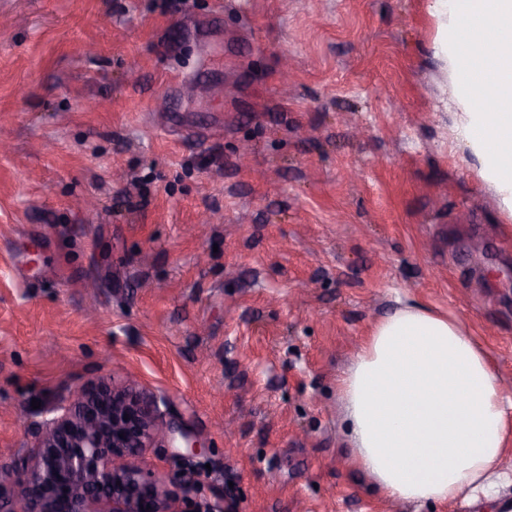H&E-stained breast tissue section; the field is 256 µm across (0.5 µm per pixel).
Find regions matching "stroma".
I'll list each match as a JSON object with an SVG mask.
<instances>
[{"label": "stroma", "instance_id": "stroma-1", "mask_svg": "<svg viewBox=\"0 0 512 512\" xmlns=\"http://www.w3.org/2000/svg\"><path fill=\"white\" fill-rule=\"evenodd\" d=\"M431 4L0 0L11 499L47 408L104 380L163 400L140 466L173 497L192 472L234 512H492L384 500L341 448L336 379L411 302L512 395V211Z\"/></svg>", "mask_w": 512, "mask_h": 512}]
</instances>
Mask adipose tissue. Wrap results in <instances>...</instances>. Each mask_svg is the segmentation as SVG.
Masks as SVG:
<instances>
[{
  "label": "adipose tissue",
  "instance_id": "1",
  "mask_svg": "<svg viewBox=\"0 0 512 512\" xmlns=\"http://www.w3.org/2000/svg\"><path fill=\"white\" fill-rule=\"evenodd\" d=\"M451 9L458 134L512 209V0H434ZM349 467L393 501L451 502L512 478L498 464L512 443L506 395L483 344L454 318L407 306L378 321L336 379Z\"/></svg>",
  "mask_w": 512,
  "mask_h": 512
}]
</instances>
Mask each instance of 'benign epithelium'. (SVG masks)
Segmentation results:
<instances>
[{
	"instance_id": "obj_1",
	"label": "benign epithelium",
	"mask_w": 512,
	"mask_h": 512,
	"mask_svg": "<svg viewBox=\"0 0 512 512\" xmlns=\"http://www.w3.org/2000/svg\"><path fill=\"white\" fill-rule=\"evenodd\" d=\"M48 413L52 417L17 477L22 512H230L220 501L196 500L193 475L182 479L179 511L164 483L143 473L138 454L163 424L155 398L103 384L76 391L69 404Z\"/></svg>"
}]
</instances>
